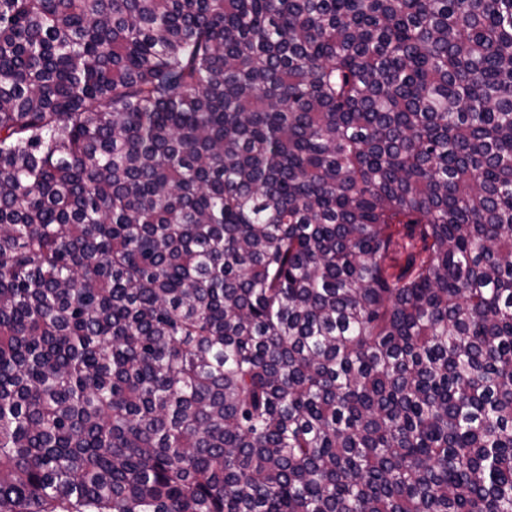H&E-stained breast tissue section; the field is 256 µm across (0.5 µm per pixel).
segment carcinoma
Segmentation results:
<instances>
[{"instance_id": "obj_1", "label": "carcinoma", "mask_w": 512, "mask_h": 512, "mask_svg": "<svg viewBox=\"0 0 512 512\" xmlns=\"http://www.w3.org/2000/svg\"><path fill=\"white\" fill-rule=\"evenodd\" d=\"M0 512H512V0H0Z\"/></svg>"}]
</instances>
